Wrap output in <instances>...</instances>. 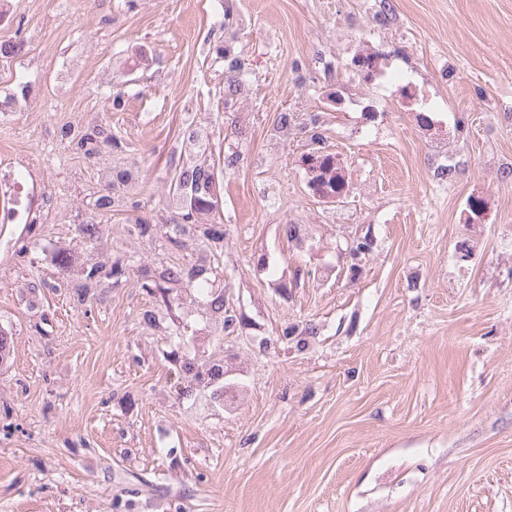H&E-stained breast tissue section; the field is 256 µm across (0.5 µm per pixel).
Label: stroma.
<instances>
[{
  "label": "stroma",
  "instance_id": "obj_1",
  "mask_svg": "<svg viewBox=\"0 0 512 512\" xmlns=\"http://www.w3.org/2000/svg\"><path fill=\"white\" fill-rule=\"evenodd\" d=\"M391 2L407 64L448 72L462 129L444 177L408 113L364 141L331 106L322 61L359 38L367 0H0V181L26 182L0 198L19 213L0 228V512H512V0ZM223 51L250 86L231 108ZM284 112L306 128L278 138ZM191 122L239 157L215 286L242 321L222 331L185 293L158 310L179 355L225 359L226 407L140 319L158 307L139 267L191 251L94 210L112 156L60 134L106 127L150 173L129 201L163 225ZM315 135L352 177L337 207L307 185ZM474 197L491 220L466 221ZM88 222L137 265L80 306L57 261L93 263Z\"/></svg>",
  "mask_w": 512,
  "mask_h": 512
}]
</instances>
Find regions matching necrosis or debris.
Segmentation results:
<instances>
[{
	"instance_id": "4bbe7bcc",
	"label": "necrosis or debris",
	"mask_w": 512,
	"mask_h": 512,
	"mask_svg": "<svg viewBox=\"0 0 512 512\" xmlns=\"http://www.w3.org/2000/svg\"><path fill=\"white\" fill-rule=\"evenodd\" d=\"M398 54L380 31L365 32L355 40L347 55L337 58V70L346 71L347 79L336 82L332 102L337 111L358 116L359 135L376 136L391 113L411 112L422 130L440 127L442 136L433 147H442L454 126L437 92L421 86L414 70L401 66Z\"/></svg>"
}]
</instances>
